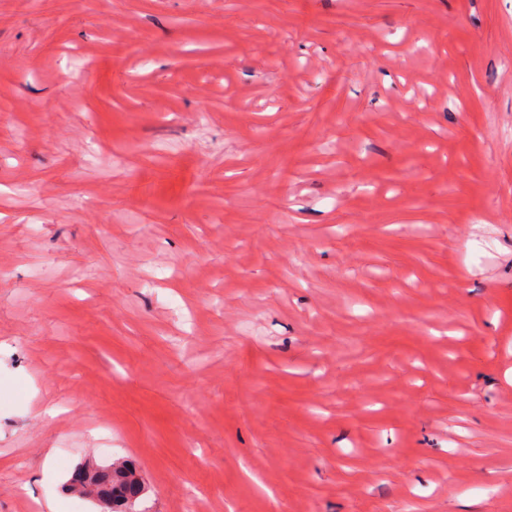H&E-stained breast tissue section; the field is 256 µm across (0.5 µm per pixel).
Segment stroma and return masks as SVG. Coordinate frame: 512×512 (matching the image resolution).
<instances>
[{
    "label": "stroma",
    "mask_w": 512,
    "mask_h": 512,
    "mask_svg": "<svg viewBox=\"0 0 512 512\" xmlns=\"http://www.w3.org/2000/svg\"><path fill=\"white\" fill-rule=\"evenodd\" d=\"M512 512V0H0V512ZM93 482L110 496L112 512H136L135 505L144 494V485L136 470L129 464L94 469Z\"/></svg>",
    "instance_id": "stroma-1"
}]
</instances>
